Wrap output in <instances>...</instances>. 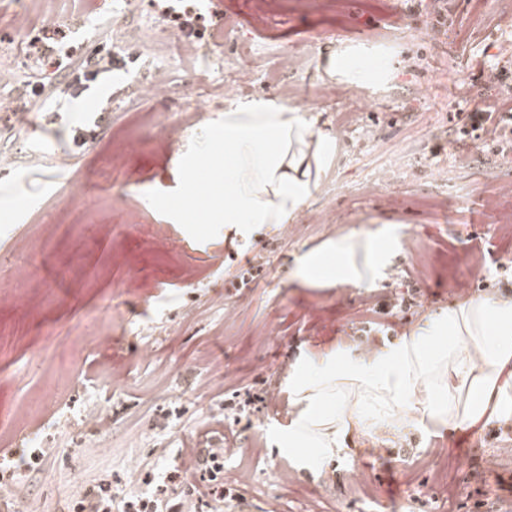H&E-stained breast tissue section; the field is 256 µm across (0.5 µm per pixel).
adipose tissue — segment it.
Wrapping results in <instances>:
<instances>
[{"instance_id":"1","label":"adipose tissue","mask_w":512,"mask_h":512,"mask_svg":"<svg viewBox=\"0 0 512 512\" xmlns=\"http://www.w3.org/2000/svg\"><path fill=\"white\" fill-rule=\"evenodd\" d=\"M319 118L283 98L231 95L224 100L225 224H288L308 202L312 172H325L336 154ZM334 273L318 257L301 261L304 282H365L371 246L341 238ZM294 411L288 439L306 443L315 411L336 395L337 440L372 436L386 423H448L472 429L512 416V302L477 300L449 307L426 327L394 344L338 347L318 372L291 375Z\"/></svg>"}]
</instances>
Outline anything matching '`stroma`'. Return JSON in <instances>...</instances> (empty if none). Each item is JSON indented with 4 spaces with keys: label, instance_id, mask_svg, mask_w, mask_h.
Here are the masks:
<instances>
[{
    "label": "stroma",
    "instance_id": "stroma-1",
    "mask_svg": "<svg viewBox=\"0 0 512 512\" xmlns=\"http://www.w3.org/2000/svg\"><path fill=\"white\" fill-rule=\"evenodd\" d=\"M0 0V67L20 100L31 75L14 18ZM447 36L404 0H223L222 57L200 53L218 82L236 77L248 44L250 95L283 97L320 118L337 155L293 218L291 235L252 224L224 242L223 102L191 94V71L127 0H91L59 19L84 54L128 33L125 65L86 96L100 124L71 145L77 115L40 112L0 123V460L41 443L36 471L5 489L9 512H67L73 490L107 477L143 491L147 474L182 448H220L248 476L234 512H512V417L479 434L415 424L378 442L350 436L340 451L288 444V373L317 364L337 342L357 351L391 343L468 300L512 291V146L457 140L459 88L471 104L499 98L488 69L512 55V0H448ZM339 57L375 69L349 85ZM171 72L162 96L127 97L130 83ZM192 167L186 204L169 172ZM377 241L372 287L310 288L300 261L328 255L336 237ZM76 347L60 358L61 343ZM466 478L464 492L446 490Z\"/></svg>",
    "mask_w": 512,
    "mask_h": 512
}]
</instances>
